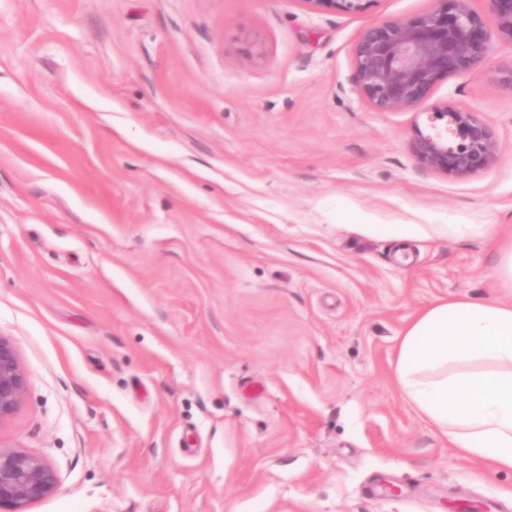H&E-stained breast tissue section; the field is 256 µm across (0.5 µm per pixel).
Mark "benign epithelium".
Segmentation results:
<instances>
[{
    "instance_id": "7a95c632",
    "label": "benign epithelium",
    "mask_w": 512,
    "mask_h": 512,
    "mask_svg": "<svg viewBox=\"0 0 512 512\" xmlns=\"http://www.w3.org/2000/svg\"><path fill=\"white\" fill-rule=\"evenodd\" d=\"M315 7L359 14L370 0H308ZM435 6L404 18L382 19L361 33L353 53L357 85L363 99L380 112L426 106L437 84L467 73L489 55L491 32L472 0H433ZM497 36L512 43V0H486ZM446 120L450 143L441 134L417 131L414 153L429 167L458 176L493 165L497 144L493 130L473 112L452 106L432 109ZM28 390L14 342L0 336V424L24 402ZM57 470L23 448H0V512H29L54 494Z\"/></svg>"
}]
</instances>
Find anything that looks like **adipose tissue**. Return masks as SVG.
Instances as JSON below:
<instances>
[{
  "mask_svg": "<svg viewBox=\"0 0 512 512\" xmlns=\"http://www.w3.org/2000/svg\"><path fill=\"white\" fill-rule=\"evenodd\" d=\"M395 374L460 454L512 470V305L433 304L405 330Z\"/></svg>",
  "mask_w": 512,
  "mask_h": 512,
  "instance_id": "adipose-tissue-1",
  "label": "adipose tissue"
}]
</instances>
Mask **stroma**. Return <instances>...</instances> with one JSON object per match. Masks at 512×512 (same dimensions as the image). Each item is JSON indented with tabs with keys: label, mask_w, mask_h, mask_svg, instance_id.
Wrapping results in <instances>:
<instances>
[{
	"label": "stroma",
	"mask_w": 512,
	"mask_h": 512,
	"mask_svg": "<svg viewBox=\"0 0 512 512\" xmlns=\"http://www.w3.org/2000/svg\"><path fill=\"white\" fill-rule=\"evenodd\" d=\"M432 6L0 0V336L28 382L0 446L61 479L30 512H512V470L460 456L395 377L425 308L512 303V43L423 109L356 84L364 28ZM448 105L494 165L413 153ZM371 0H308L316 8L341 12L345 14H359L366 10ZM432 118L446 119L454 143L441 134L418 130L413 138L414 153L429 167L458 176L470 175L493 165L497 144L493 130L474 112L452 106L432 109ZM361 229L396 239H409L420 235L423 229L418 224H354Z\"/></svg>",
	"instance_id": "1"
}]
</instances>
